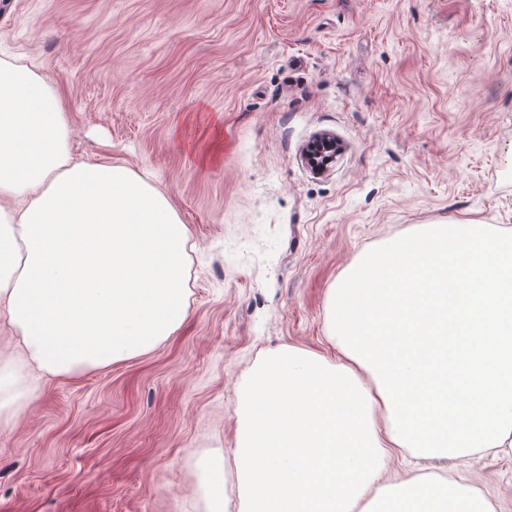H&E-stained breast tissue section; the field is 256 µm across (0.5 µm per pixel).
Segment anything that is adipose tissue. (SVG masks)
<instances>
[{
  "mask_svg": "<svg viewBox=\"0 0 512 512\" xmlns=\"http://www.w3.org/2000/svg\"><path fill=\"white\" fill-rule=\"evenodd\" d=\"M59 92L0 60V416L35 388L154 349L185 322L188 229L128 167L76 164ZM340 356L284 346L237 390L240 512H494L482 491L397 455L512 448V229L426 224L353 262L328 291Z\"/></svg>",
  "mask_w": 512,
  "mask_h": 512,
  "instance_id": "ef3b65f1",
  "label": "adipose tissue"
}]
</instances>
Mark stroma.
I'll return each mask as SVG.
<instances>
[{
    "label": "stroma",
    "mask_w": 512,
    "mask_h": 512,
    "mask_svg": "<svg viewBox=\"0 0 512 512\" xmlns=\"http://www.w3.org/2000/svg\"><path fill=\"white\" fill-rule=\"evenodd\" d=\"M0 58L59 88L74 161L148 177L189 230L188 317L36 383L0 421V512H208L268 350L328 359L329 288L421 224L512 227V0H0ZM333 133L335 167L306 144ZM512 512V455L443 463ZM341 153L336 138L329 133H322L307 147L305 160L307 165L316 173H324L332 168ZM204 491L211 504L208 512L224 511V456L213 457L203 463Z\"/></svg>",
    "instance_id": "obj_1"
}]
</instances>
